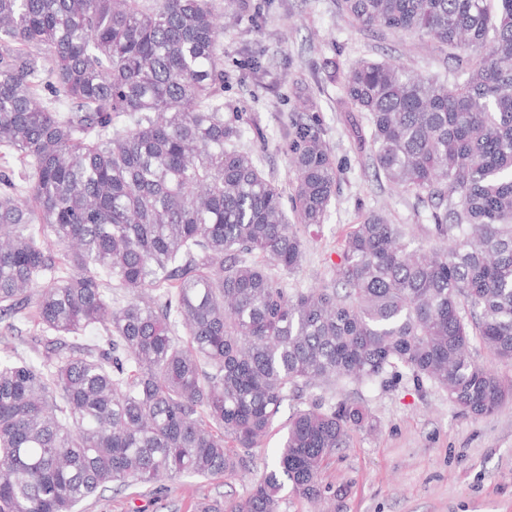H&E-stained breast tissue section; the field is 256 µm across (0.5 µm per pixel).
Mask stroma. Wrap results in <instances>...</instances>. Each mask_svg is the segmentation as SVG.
Returning a JSON list of instances; mask_svg holds the SVG:
<instances>
[{
    "label": "stroma",
    "instance_id": "1",
    "mask_svg": "<svg viewBox=\"0 0 512 512\" xmlns=\"http://www.w3.org/2000/svg\"><path fill=\"white\" fill-rule=\"evenodd\" d=\"M224 51V116L238 118L240 150L268 179L290 189L296 173L286 132L299 113L316 115L339 169L323 224L300 228L304 255L285 275L288 289L331 284L343 241L373 212L410 228V247L434 241L431 206L376 177L369 153L342 112L332 64L348 69L364 59L397 60L413 74L453 78L444 47L429 39L359 27L340 0H216ZM324 405L349 399L364 410L346 447L326 459L322 497L283 491L278 512H512V404L476 417L449 403L436 385L417 391L407 373L374 383L341 381L286 401L267 435L251 449L246 469L218 480L182 477L89 499L82 512H199L246 498L281 446L289 418L312 397Z\"/></svg>",
    "mask_w": 512,
    "mask_h": 512
}]
</instances>
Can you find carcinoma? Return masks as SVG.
Instances as JSON below:
<instances>
[{"instance_id":"obj_1","label":"carcinoma","mask_w":512,"mask_h":512,"mask_svg":"<svg viewBox=\"0 0 512 512\" xmlns=\"http://www.w3.org/2000/svg\"><path fill=\"white\" fill-rule=\"evenodd\" d=\"M341 6L465 75L331 72L375 174L430 203L438 245L372 213L332 285L290 291L336 165L316 117L293 118L288 216L224 119L214 0H0V512L233 475L285 401L345 379L401 368L475 416L512 402L469 351L476 336L512 363V0ZM362 420L344 399L297 410L230 512L317 497Z\"/></svg>"}]
</instances>
